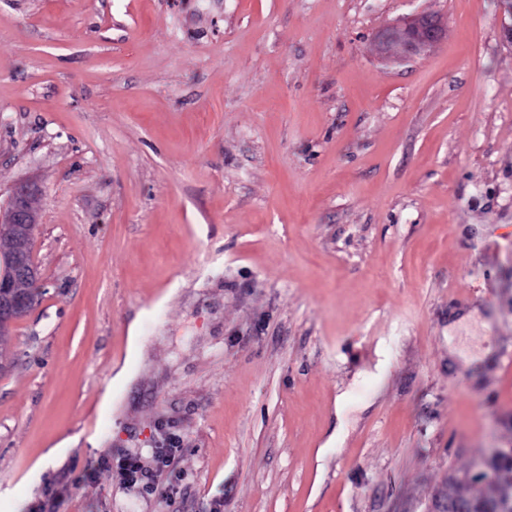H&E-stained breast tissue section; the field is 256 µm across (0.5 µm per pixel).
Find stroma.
Wrapping results in <instances>:
<instances>
[{"mask_svg": "<svg viewBox=\"0 0 512 512\" xmlns=\"http://www.w3.org/2000/svg\"><path fill=\"white\" fill-rule=\"evenodd\" d=\"M422 10L446 39L382 59L372 34ZM507 20L0 0V206L40 185L45 283L0 372V512H432L452 473L488 492L478 463L512 447ZM159 448L181 451L159 482L124 481Z\"/></svg>", "mask_w": 512, "mask_h": 512, "instance_id": "35a3bbf8", "label": "stroma"}]
</instances>
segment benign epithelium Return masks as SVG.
Here are the masks:
<instances>
[{
    "label": "benign epithelium",
    "instance_id": "7a95c632",
    "mask_svg": "<svg viewBox=\"0 0 512 512\" xmlns=\"http://www.w3.org/2000/svg\"><path fill=\"white\" fill-rule=\"evenodd\" d=\"M448 34L447 19L435 12L421 11L380 29L373 41L380 55L393 60L422 56L442 42ZM38 193L33 183L17 186L6 212H0V242L11 240L13 248L0 271V330L9 331L17 320L31 310L34 300L22 293V285L38 294L43 284L38 275L30 243L37 215L28 207Z\"/></svg>",
    "mask_w": 512,
    "mask_h": 512
}]
</instances>
